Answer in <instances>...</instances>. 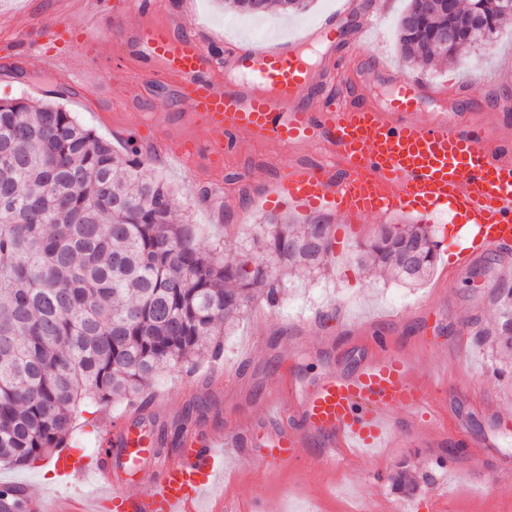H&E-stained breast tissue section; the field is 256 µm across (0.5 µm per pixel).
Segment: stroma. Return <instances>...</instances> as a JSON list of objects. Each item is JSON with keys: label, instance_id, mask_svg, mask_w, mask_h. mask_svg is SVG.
Masks as SVG:
<instances>
[{"label": "stroma", "instance_id": "stroma-1", "mask_svg": "<svg viewBox=\"0 0 512 512\" xmlns=\"http://www.w3.org/2000/svg\"><path fill=\"white\" fill-rule=\"evenodd\" d=\"M338 2L313 0L304 13L286 17L273 9L257 19L225 11L222 0H189L186 21L218 40L268 46L305 34L335 11ZM407 4L386 0L361 50L362 59L383 58L400 77L414 72L398 42V20ZM61 9L69 10L71 26L82 31L71 43V52L92 53L125 69L124 80L111 87L105 100L69 85L65 76L37 74L30 57H3L23 35L39 34ZM423 76L436 89L469 95L465 120L486 125L494 137L512 139V121L501 117L502 112L512 113V25L499 30L489 49L463 51L459 60L424 70ZM171 89L168 78L142 80L134 59L114 39L111 24L85 26L76 0H0V99L59 95L68 111L123 155L128 144L121 130L134 120L160 128L170 143L193 133L187 108L174 99ZM140 155L153 174L173 187L180 210L197 225L205 244L220 246L226 256L251 257L253 240L268 216L262 203L273 190L277 169L307 159L310 149L304 144L283 149L243 138L237 150L225 155L220 173L203 159L189 164L175 153L160 151L150 139L142 144ZM326 218L336 250L323 271L289 277L284 268H277L283 278L278 302L255 300L225 336L220 359L202 361L189 378L181 372L159 378L154 390L164 394V405L150 417V425L170 440L206 424L243 423L261 413L263 400L289 375L307 383L353 370L367 354L372 336L380 333L392 349L413 358L417 378L425 380L434 373L447 377L446 391L431 400V411L444 426L442 437L428 442L413 417L400 409L394 416L405 428L402 437L369 460L348 452L337 466H323L325 449L315 440L304 449L299 464L270 474L258 462L259 449L247 448L234 474L222 482L221 495H207V504L220 497L236 512H249L251 499L259 497L267 512H365L372 504L388 507L404 500L410 512H433V497L443 495L446 512H512V390L491 375L471 326L472 319L487 314L486 292L492 281L512 267V248L477 256L459 270L450 268L460 236L454 225L430 218L429 227L440 244L437 264L425 282L408 288L365 272L357 254L383 223L412 224L415 216L398 213L386 221L370 218L362 224L345 223L332 212ZM217 368L233 376L232 385L213 377ZM126 408L123 402L87 407L78 418L71 453L98 451L103 412L118 416ZM461 438L488 443L482 468H474L466 449L458 447ZM52 460L48 454L23 467L0 462V480L17 483L30 495H51L56 484L47 480L43 466ZM403 462L418 483L409 499L388 482Z\"/></svg>", "mask_w": 512, "mask_h": 512}]
</instances>
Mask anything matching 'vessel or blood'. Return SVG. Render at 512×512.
<instances>
[{
  "label": "vessel or blood",
  "mask_w": 512,
  "mask_h": 512,
  "mask_svg": "<svg viewBox=\"0 0 512 512\" xmlns=\"http://www.w3.org/2000/svg\"><path fill=\"white\" fill-rule=\"evenodd\" d=\"M164 7L163 0H113L106 13L117 19ZM377 13L362 0H348L317 36L333 44L353 30L365 39ZM48 36L56 49L27 44L36 64L84 88L96 87L95 65L60 48L72 36L68 25L56 24ZM125 43L145 79H174L189 118L208 130V137L195 141L193 156L221 161L241 136L313 148L315 161L280 170L266 208L331 211L351 224L445 209L467 230L455 256L460 266L512 245V145L450 111L445 95L421 77L395 79L382 63L357 69L353 49L313 65L303 55L305 38L265 48L246 42L223 47L196 31L176 36L169 27L150 25L133 29ZM360 84L389 87L390 97L383 104L366 100L355 91ZM427 107L435 116L423 124L415 115ZM373 343L372 354L354 370L303 387L285 381L268 400L264 418L232 430L194 429L173 454L161 451L154 438H143L136 417L116 418L101 451L78 457L60 452L55 466L62 491L48 500L26 499L25 512H199L217 479L219 447H241L251 435L262 440L265 469L276 473L297 463L315 438L332 450L361 454L386 447L396 434L393 412L399 407L429 433L438 432L439 424L429 419V384L417 380L409 358L392 350L385 336ZM125 460L136 468L132 492L117 473ZM89 481L101 489L92 499L78 490Z\"/></svg>",
  "instance_id": "b4317fda"
}]
</instances>
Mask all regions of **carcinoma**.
<instances>
[{"instance_id": "carcinoma-1", "label": "carcinoma", "mask_w": 512, "mask_h": 512, "mask_svg": "<svg viewBox=\"0 0 512 512\" xmlns=\"http://www.w3.org/2000/svg\"><path fill=\"white\" fill-rule=\"evenodd\" d=\"M311 0H224L248 15L272 6L303 12ZM483 18L474 26L475 16ZM512 24V0H409L399 18L408 63L425 69L488 45ZM330 225L273 218L246 261L206 247L176 214L174 191L144 169L137 149L110 141L63 106L0 101V461L27 464L68 447L80 406L130 400L162 374L218 359L224 335L280 281L269 263L314 273ZM375 276L416 286L437 261L422 224H394L360 247ZM476 331L492 376L512 385V272L487 293Z\"/></svg>"}]
</instances>
